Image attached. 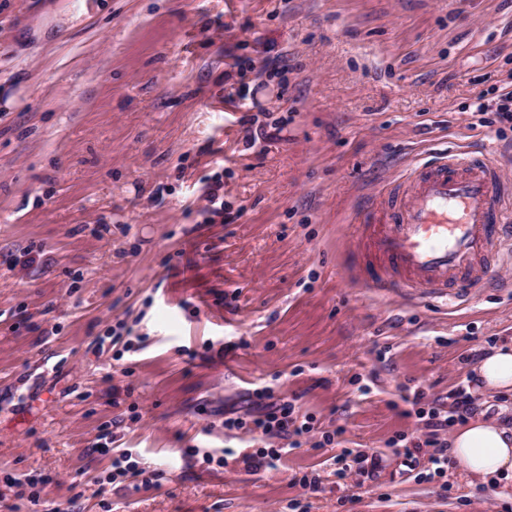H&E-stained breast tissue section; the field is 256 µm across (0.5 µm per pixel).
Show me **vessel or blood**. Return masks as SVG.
Returning <instances> with one entry per match:
<instances>
[{
	"instance_id": "vessel-or-blood-1",
	"label": "vessel or blood",
	"mask_w": 512,
	"mask_h": 512,
	"mask_svg": "<svg viewBox=\"0 0 512 512\" xmlns=\"http://www.w3.org/2000/svg\"><path fill=\"white\" fill-rule=\"evenodd\" d=\"M362 287L462 301L512 248V182L487 148L408 167L354 214Z\"/></svg>"
}]
</instances>
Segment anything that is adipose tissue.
<instances>
[{"label": "adipose tissue", "mask_w": 512, "mask_h": 512, "mask_svg": "<svg viewBox=\"0 0 512 512\" xmlns=\"http://www.w3.org/2000/svg\"><path fill=\"white\" fill-rule=\"evenodd\" d=\"M484 387L512 392V342L487 351L476 365ZM457 475L470 482L512 490V422L473 417L457 425L448 443Z\"/></svg>", "instance_id": "1"}]
</instances>
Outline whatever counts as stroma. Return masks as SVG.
Segmentation results:
<instances>
[{
	"instance_id": "1",
	"label": "stroma",
	"mask_w": 512,
	"mask_h": 512,
	"mask_svg": "<svg viewBox=\"0 0 512 512\" xmlns=\"http://www.w3.org/2000/svg\"><path fill=\"white\" fill-rule=\"evenodd\" d=\"M509 86L512 0H0V512H512L436 472L405 401L468 380L512 415L472 382L512 340V263L461 307L349 263L406 166L484 146L512 180L475 110ZM263 388L312 430L256 468L281 440L224 417ZM347 448L374 479L337 477ZM109 443H112V439H110ZM108 442L102 443L99 445L98 451L106 452L112 451V455L114 457L112 461L113 474L112 479H116L118 476L123 478H131L134 481H137V477L141 475L139 471L136 470V466L129 462L131 455L125 449L120 448H107Z\"/></svg>"
}]
</instances>
